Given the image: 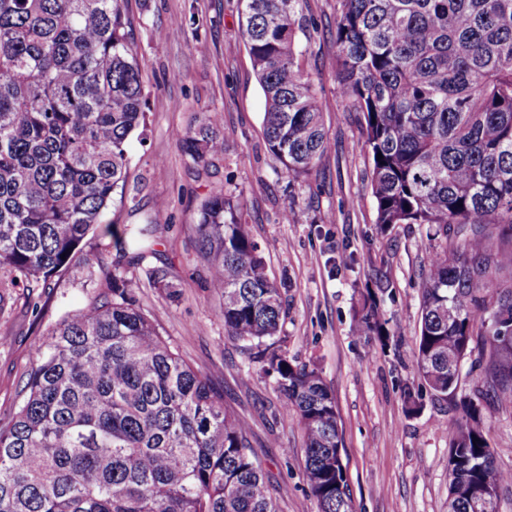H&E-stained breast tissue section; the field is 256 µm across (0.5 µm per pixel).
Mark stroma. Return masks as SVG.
Wrapping results in <instances>:
<instances>
[{
	"instance_id": "stroma-1",
	"label": "stroma",
	"mask_w": 512,
	"mask_h": 512,
	"mask_svg": "<svg viewBox=\"0 0 512 512\" xmlns=\"http://www.w3.org/2000/svg\"><path fill=\"white\" fill-rule=\"evenodd\" d=\"M336 0H308L304 67L325 100L327 151L308 176L289 178L263 133L264 96L245 48L237 0H126L128 31L143 63L147 126L128 145L125 203L105 219L161 225L157 256L178 297L151 284L140 304L184 358L224 391L225 407L244 416L248 439L276 489L280 512H318L304 476L303 433L282 410L283 398L224 331L219 297L197 255V211L213 188L242 197L250 233L269 277L282 288L285 348L297 364L317 368L336 400L343 460L354 512H448L447 404L425 400L407 413L402 390L421 389L413 359L420 326L425 228L381 230L371 193L372 162L357 148L363 117L337 91L333 35ZM175 19L181 34L158 38ZM218 117L223 154L207 166L179 149L199 113ZM293 206L296 220L282 213ZM112 262L103 239L86 240L74 265L39 311L23 302L0 315V418L18 399L31 348L66 311L93 293L86 256ZM384 290L388 346L354 332L363 294ZM496 466L512 471V409L482 405Z\"/></svg>"
}]
</instances>
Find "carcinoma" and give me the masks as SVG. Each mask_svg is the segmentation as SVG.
<instances>
[{
  "label": "carcinoma",
  "mask_w": 512,
  "mask_h": 512,
  "mask_svg": "<svg viewBox=\"0 0 512 512\" xmlns=\"http://www.w3.org/2000/svg\"><path fill=\"white\" fill-rule=\"evenodd\" d=\"M124 0H0V311L53 288L89 234L112 268L85 263L95 295L32 348L23 398L0 419V512H279L244 418L144 310L143 280L170 287L160 225L103 223L144 124L142 64ZM306 0H238L265 99L268 150L287 176L327 150L325 106L300 64ZM340 96L364 118L377 223L423 224L428 241L414 360L431 399L449 397L448 512L482 507L499 469L480 399L512 407V0H337ZM210 115L181 137L199 163L224 152ZM382 158H377V154ZM199 253L227 338L283 395L304 437L319 512H353L336 402L280 336L283 301L224 189L202 205ZM356 331L387 344L374 293ZM469 363L472 393L448 357Z\"/></svg>",
  "instance_id": "1"
}]
</instances>
